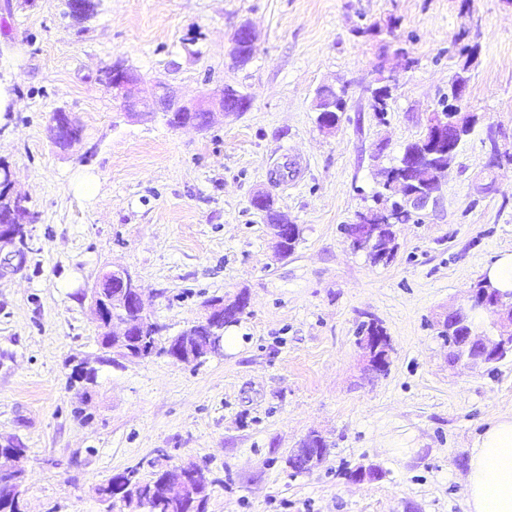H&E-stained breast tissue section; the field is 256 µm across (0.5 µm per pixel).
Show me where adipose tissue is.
<instances>
[{"label": "adipose tissue", "mask_w": 512, "mask_h": 512, "mask_svg": "<svg viewBox=\"0 0 512 512\" xmlns=\"http://www.w3.org/2000/svg\"><path fill=\"white\" fill-rule=\"evenodd\" d=\"M467 512H512V415L490 419L468 450Z\"/></svg>", "instance_id": "1"}]
</instances>
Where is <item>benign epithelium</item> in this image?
<instances>
[{"instance_id":"1","label":"benign epithelium","mask_w":512,"mask_h":512,"mask_svg":"<svg viewBox=\"0 0 512 512\" xmlns=\"http://www.w3.org/2000/svg\"><path fill=\"white\" fill-rule=\"evenodd\" d=\"M232 45L235 49L256 47L253 28L248 24L239 25L233 34ZM106 83L122 99L128 115L147 117L161 110L165 112L170 126L175 129L191 125L188 120L179 121L178 113L203 112L210 121L216 108L224 113L234 112L232 101L238 96L234 88L225 86L187 105L181 102L163 82L155 83L149 90L142 88L139 75L119 60L112 64ZM466 93V84L451 83L448 89L447 112L453 115V119L450 120L445 116L447 112L439 111L430 114L421 136L423 150H433L444 144L449 148L453 147L452 141L456 140L459 132V118L467 116L461 108V102ZM316 110L319 128L327 133L336 131L338 126L336 111L323 106L316 107ZM50 136L54 141H65L73 145L81 140L82 127L71 116L62 113L50 127ZM502 138H506L505 133L490 129L488 165L492 168L500 166L504 158L499 144ZM417 168L415 153L408 151L405 160L401 162L400 170L385 172L384 178L401 188V196L398 200L400 208L386 204L376 208L369 207L359 212L356 215V222L347 226V236L353 250L368 253L376 249L380 239V226L372 223L373 217L376 216L382 221L396 225L401 223L398 210L418 211L428 206L439 190L440 181L436 178L427 184H417ZM25 203V196L12 191V178L9 177L0 184V214H7L13 218L10 223H0V251L9 249L4 257V264L7 266L11 264V257L19 255L17 240L25 230L19 217L26 213ZM271 229L276 252L283 257L288 256L289 251L286 250V246L300 237V226L283 222L271 225ZM91 309L101 335H113L111 329L116 324L121 328V333L116 339L110 340L106 349L127 360H142L157 353L152 346L142 349L136 355L130 354L127 348L130 339L141 338L151 331L160 332L159 324L144 316L141 288L138 280L129 270L119 268L100 274L91 294ZM483 314L492 318V327L496 333L493 339L480 336L473 329V321ZM225 320L227 316L224 314V299L219 298L208 304L202 320L193 322L179 334L165 341V353L182 362L198 361L210 355L220 354L224 345ZM447 320L453 322L458 320L469 328L465 341L450 347L448 352L450 362L463 363L471 368L486 369L500 362L505 355L512 354V300L507 304L503 303L494 290L474 289L466 304L448 311ZM201 325L208 326V336L200 348L190 354L173 352L176 343L195 335L196 328ZM360 344L366 351L372 368H385L389 365L391 346L385 336L371 330L360 339ZM9 454L12 456V462L7 466L0 465V512H25L21 498L25 470L18 462L21 453L11 450ZM191 471L193 481L171 485L167 492L168 496L182 498L195 486L207 482L202 469L193 467Z\"/></svg>"}]
</instances>
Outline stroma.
<instances>
[{
	"instance_id": "1",
	"label": "stroma",
	"mask_w": 512,
	"mask_h": 512,
	"mask_svg": "<svg viewBox=\"0 0 512 512\" xmlns=\"http://www.w3.org/2000/svg\"><path fill=\"white\" fill-rule=\"evenodd\" d=\"M66 0L0 5V165L38 214L17 269L0 271V445L25 449L28 512H107L96 488L135 466L142 479L194 463L211 481L207 512H466L463 471L487 421L512 413V358L495 370L448 363L438 323L485 267L512 252V164L490 169V126L512 134V0ZM243 23L257 51L234 63ZM387 55L391 110L369 107ZM182 100L225 85L246 111L204 130L162 114L128 116L102 81L115 60ZM461 103L478 122L435 203L397 225L391 262L371 264L342 228L373 206L380 173L418 139L461 65ZM344 90L335 133L314 110ZM66 111L83 139L57 147ZM97 176L87 200L77 170ZM268 191L301 227L288 257L251 205ZM134 274L164 336L210 299L248 306L237 346L198 363L166 354L103 363L89 293L100 272ZM377 326L392 351L371 369L359 338ZM97 371L83 391L75 362ZM322 462L287 459L309 434ZM379 475L356 480L360 468Z\"/></svg>"
}]
</instances>
